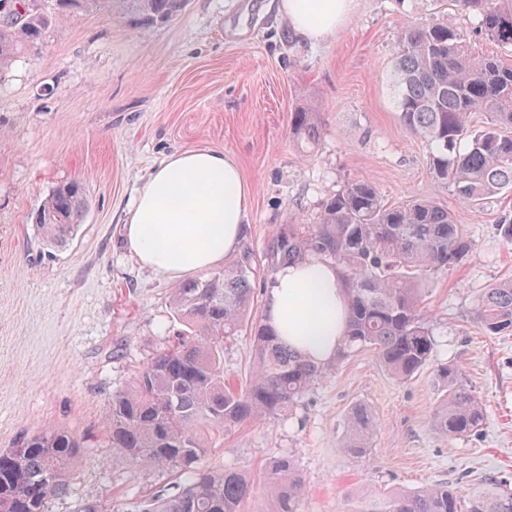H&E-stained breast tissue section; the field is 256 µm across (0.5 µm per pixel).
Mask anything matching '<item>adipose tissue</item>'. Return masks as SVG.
I'll return each mask as SVG.
<instances>
[{
	"mask_svg": "<svg viewBox=\"0 0 512 512\" xmlns=\"http://www.w3.org/2000/svg\"><path fill=\"white\" fill-rule=\"evenodd\" d=\"M353 0H279L294 35L319 43L335 35ZM252 194L234 156L208 148L177 150L147 177L124 224L128 251L169 281L210 271L244 238ZM267 323L288 347L317 364L342 345L348 293L334 265L305 259L281 267L269 290Z\"/></svg>",
	"mask_w": 512,
	"mask_h": 512,
	"instance_id": "obj_1",
	"label": "adipose tissue"
}]
</instances>
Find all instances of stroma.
Wrapping results in <instances>:
<instances>
[{
    "mask_svg": "<svg viewBox=\"0 0 512 512\" xmlns=\"http://www.w3.org/2000/svg\"><path fill=\"white\" fill-rule=\"evenodd\" d=\"M438 22L474 54L512 63V50L481 34L478 11L456 0H353L320 44L291 33L277 0H188L163 24L74 17L0 77V449L49 427L87 438L68 494L49 512L92 499L137 512L145 494L171 482L113 451L104 416L177 327L171 282L124 245L130 201L168 154L198 147L233 154L251 186L241 247L253 257L258 304L273 280L275 229L307 231L326 198L358 179L387 204L426 199L455 212L473 244L426 290L430 367L402 383L359 346L289 411L226 428L208 460L251 477L245 512H272L265 467L278 457L293 458L304 483L296 512H362L391 491L439 482L465 491L487 477L512 490V335H485L475 320L485 290L512 278V245L497 230L512 193L463 207L431 174L430 144L406 131L394 102L400 27ZM308 108L325 127L305 152L291 119ZM71 179L85 187L84 222L65 245H44L31 215ZM443 364L458 367L482 403L479 431L451 438L433 427ZM359 403L375 432L356 458L341 440Z\"/></svg>",
    "mask_w": 512,
    "mask_h": 512,
    "instance_id": "stroma-1",
    "label": "stroma"
}]
</instances>
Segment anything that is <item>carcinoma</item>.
Masks as SVG:
<instances>
[{"instance_id":"carcinoma-1","label":"carcinoma","mask_w":512,"mask_h":512,"mask_svg":"<svg viewBox=\"0 0 512 512\" xmlns=\"http://www.w3.org/2000/svg\"><path fill=\"white\" fill-rule=\"evenodd\" d=\"M0 12V73L21 56L34 57L48 34L81 14L115 15L130 25L164 23L187 0H11ZM477 8L480 32L512 48V0H458ZM393 65L399 118L407 131L434 147L430 171L451 184L462 204L479 208L512 189V64L474 56L463 36L444 23L400 29ZM475 112L490 122L472 129ZM291 133L300 144L318 145L317 112L293 114ZM85 188L73 179L57 185L32 214L53 244L67 242L83 223ZM473 250L458 217L428 200L384 203L377 187L361 179L323 204L321 218L305 235L293 225L277 229L273 266L308 257L329 259L350 294V319L336 359L316 365L290 351L254 311L251 252L233 265L182 281L170 304L182 329L112 395L106 414L108 443L137 467L167 469L176 480L165 493L143 500L139 512H243L252 483L238 471L212 466L207 455L224 429L255 423L291 409L342 359L368 346L392 377L409 381L430 362L434 338L423 305L430 276L466 261ZM476 323L489 336L512 333V279L487 289ZM249 331L253 374L243 384L224 379V340ZM435 378L443 395L433 425L448 437L478 431L483 405L445 365ZM374 416L362 404L348 414L342 447L361 456L370 447ZM84 447L66 428H47L14 448L0 450V512H49L51 500L68 493ZM267 487L275 512H295L302 482L289 457L273 460ZM363 512H512V494L494 480L462 494L443 482L394 491Z\"/></svg>"}]
</instances>
